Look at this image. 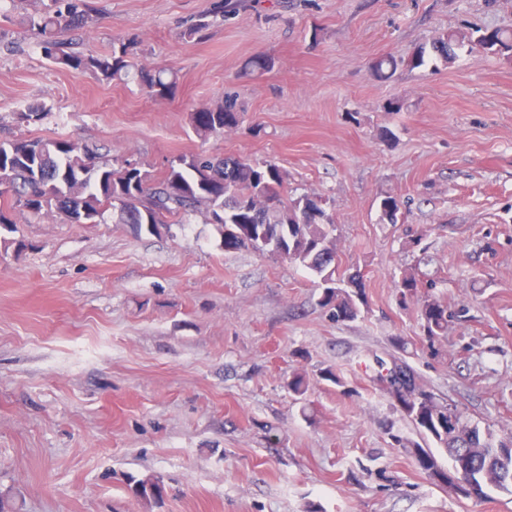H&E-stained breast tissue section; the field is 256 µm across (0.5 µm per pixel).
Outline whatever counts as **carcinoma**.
<instances>
[{
  "label": "carcinoma",
  "instance_id": "1",
  "mask_svg": "<svg viewBox=\"0 0 512 512\" xmlns=\"http://www.w3.org/2000/svg\"><path fill=\"white\" fill-rule=\"evenodd\" d=\"M219 16H224V0H215L211 12L198 18L185 36L198 40ZM96 18L88 0H51V4L27 17L28 27L40 37L45 59L66 70L90 72L106 81L121 80L132 66L133 43H120L106 54H82L62 39L68 30L88 28ZM465 36L449 33L436 39L432 52L445 59L456 57ZM475 46L498 54L512 51V31H485ZM274 66L272 59L256 56L244 70L249 77L264 74ZM140 78L150 95L166 100L178 87L174 73L165 68L140 70ZM243 114L234 98L189 113V123L200 137L236 129ZM285 175L273 161L246 158H218L204 153L181 155L169 160L163 175L153 180L139 167L113 165L93 151L68 139L43 141L36 138L0 139V226L13 224L12 215L20 209L40 215L54 209L72 224H95L104 213L117 212L118 223L129 224L138 234L152 225L149 233L170 228L175 219L203 213L217 226L224 250L256 249L255 242H269L266 252L281 253L283 260L313 271L324 285L320 305L330 318L342 322L358 316L354 291L336 285L332 259L331 232L335 224L322 197L302 194L295 198L284 190ZM382 218L398 222L399 204L391 196L380 201ZM423 328L428 336H440L448 328V309L435 300L419 298ZM406 377L409 387L405 416L418 432L435 441L448 453L452 466L460 455L469 460V477L478 489L477 498L487 497L486 488L512 487V444L493 441L491 434L461 418V435L450 438L441 430L448 421L450 405L426 390L417 373L407 364H396L376 380ZM418 469L440 484L446 473L430 449L420 445L404 447ZM127 488L137 499L159 503L164 496L159 476L127 477Z\"/></svg>",
  "mask_w": 512,
  "mask_h": 512
}]
</instances>
